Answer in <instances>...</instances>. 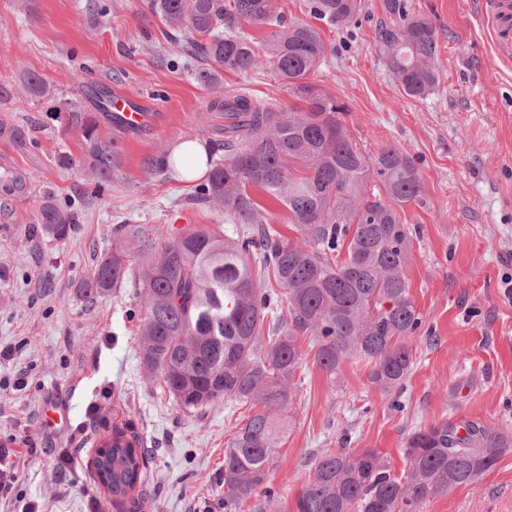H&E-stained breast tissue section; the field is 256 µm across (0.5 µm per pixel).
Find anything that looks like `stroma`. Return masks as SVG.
<instances>
[{
  "instance_id": "35a3bbf8",
  "label": "stroma",
  "mask_w": 512,
  "mask_h": 512,
  "mask_svg": "<svg viewBox=\"0 0 512 512\" xmlns=\"http://www.w3.org/2000/svg\"><path fill=\"white\" fill-rule=\"evenodd\" d=\"M439 38L440 84L423 99L403 94L376 32L381 0H362L359 22L322 28L329 52L307 82L345 106L341 123L366 155L392 144L420 175L426 207H405L412 229L409 291L423 324L410 348L403 388L381 391L352 361L340 383L314 362L311 335L298 342L303 363L263 489L238 512H292L295 498L327 451L374 449L396 475L416 430L474 420L512 430V65L502 64L471 0H409ZM188 34L151 14L144 0H0V443L27 441L25 478L0 512H118L90 467L113 429L137 434L148 478L139 512H224V450L252 408L235 401L182 410L140 365L137 327L143 301L124 286L91 302L78 291L120 224L169 234L189 224L240 227L193 201L195 180L146 172L143 158L188 140H210L199 122L208 99L183 56ZM51 87L29 95L28 74ZM223 90L285 110L302 106L272 65L248 75L222 73ZM143 101L156 117L117 132L123 161L98 179L85 163L67 110L97 111L99 89ZM74 163L59 166L58 153ZM73 210L68 238L32 239L46 194ZM72 463L56 466L61 449ZM415 512H512V450L473 485L417 505Z\"/></svg>"
}]
</instances>
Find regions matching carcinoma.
<instances>
[{
	"mask_svg": "<svg viewBox=\"0 0 512 512\" xmlns=\"http://www.w3.org/2000/svg\"><path fill=\"white\" fill-rule=\"evenodd\" d=\"M168 26L192 35L204 66L196 80L214 97L205 119L224 135V157L210 163L193 200L243 225L224 239L215 228L189 225L157 235L145 224H121L78 288L90 301L126 284L140 288L144 315L140 361L185 411L231 400L261 405L224 449V512H237L262 485L278 427L271 408L293 401L302 361L297 334L317 343L316 365L337 378L348 360L372 366L370 379L389 392L403 386L411 366L409 340L422 325L410 296L407 267L412 232L404 207H424L420 176L401 149L387 145L367 156L340 123L343 105L320 95L305 79L327 54L320 30L285 23L274 0H148ZM310 17L344 29L358 21L360 0H306ZM386 21L378 42L387 66L411 98L432 94L439 83L436 27L407 0H382ZM270 31L257 40L243 25ZM270 63L308 107L287 114L272 105L214 88L221 72L250 74ZM30 94L50 87L26 78ZM68 126L86 145V162L107 179L119 169L122 144L99 132L97 116L68 111ZM162 179L172 165L158 150L142 161ZM284 205L300 234L284 241L272 216L250 191ZM74 218L51 197L43 202L40 232L65 240ZM273 276L278 290L261 279ZM286 306L290 321L278 314ZM137 435L114 430L93 460L99 483L123 505L146 480L145 450ZM512 448V433L478 421H446L413 432L406 441L409 469L398 477L374 449L325 452L298 493L293 512H412L419 503L473 485Z\"/></svg>",
	"mask_w": 512,
	"mask_h": 512,
	"instance_id": "1",
	"label": "carcinoma"
}]
</instances>
